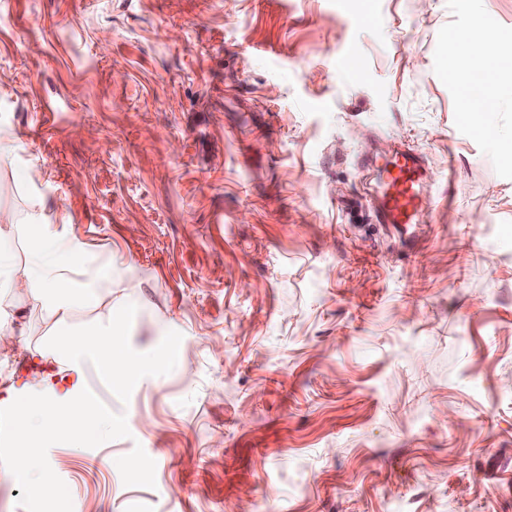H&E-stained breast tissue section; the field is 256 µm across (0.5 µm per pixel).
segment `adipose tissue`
I'll return each mask as SVG.
<instances>
[{"instance_id": "1", "label": "adipose tissue", "mask_w": 512, "mask_h": 512, "mask_svg": "<svg viewBox=\"0 0 512 512\" xmlns=\"http://www.w3.org/2000/svg\"><path fill=\"white\" fill-rule=\"evenodd\" d=\"M466 45L469 70L460 75L459 80L463 86L462 107L468 112L474 103L480 102V89L495 81L500 68L506 65L512 67V34L493 36L478 27L471 31ZM26 234L31 245L30 263L25 271L30 300L55 316L56 329L64 338L62 351L69 355L115 348L117 337L111 330L86 333L78 339L70 335L66 315L75 299L73 275L87 263L84 246L57 233L38 211L29 213ZM35 410L42 414L45 421L54 422L67 415L81 414L85 404L73 401L61 406L47 395L37 400L26 396L18 399L20 422L16 434L23 445L24 458L30 460L40 455L39 448L29 438V417Z\"/></svg>"}]
</instances>
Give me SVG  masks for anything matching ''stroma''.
<instances>
[{"instance_id": "35a3bbf8", "label": "stroma", "mask_w": 512, "mask_h": 512, "mask_svg": "<svg viewBox=\"0 0 512 512\" xmlns=\"http://www.w3.org/2000/svg\"><path fill=\"white\" fill-rule=\"evenodd\" d=\"M512 0H0V214L89 253L73 332L0 290V512H31L15 397L57 512H512V69L465 113L464 28ZM440 200L410 245L365 157ZM82 401H72L67 405H58L52 397L45 395L38 400L23 396L17 400V413L20 415V422L16 427V435L24 447L22 458L34 460L40 456V448L29 438V417L32 411H39L46 422H54L62 416L78 415L86 409Z\"/></svg>"}]
</instances>
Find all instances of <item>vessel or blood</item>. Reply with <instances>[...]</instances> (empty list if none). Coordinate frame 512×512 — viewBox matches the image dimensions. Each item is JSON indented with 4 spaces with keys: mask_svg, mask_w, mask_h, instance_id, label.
<instances>
[{
    "mask_svg": "<svg viewBox=\"0 0 512 512\" xmlns=\"http://www.w3.org/2000/svg\"><path fill=\"white\" fill-rule=\"evenodd\" d=\"M384 170L387 182L380 198L379 223L395 226L413 224L423 215L425 207L435 206V198L428 195L423 160L412 149L395 151L386 160Z\"/></svg>",
    "mask_w": 512,
    "mask_h": 512,
    "instance_id": "b4317fda",
    "label": "vessel or blood"
}]
</instances>
